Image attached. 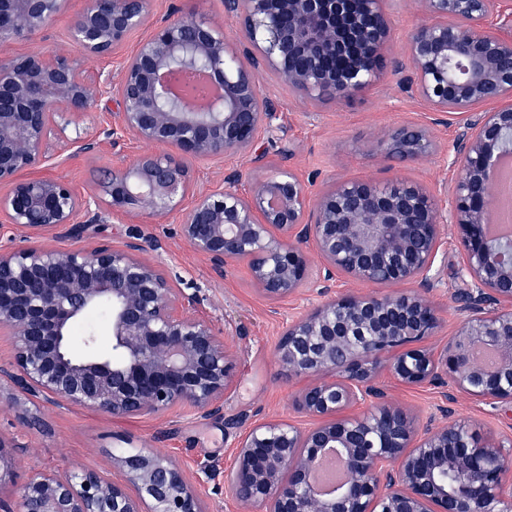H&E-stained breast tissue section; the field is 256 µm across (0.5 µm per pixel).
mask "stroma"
<instances>
[{
  "mask_svg": "<svg viewBox=\"0 0 512 512\" xmlns=\"http://www.w3.org/2000/svg\"><path fill=\"white\" fill-rule=\"evenodd\" d=\"M149 34V28H141L108 54L82 57L85 74H118L125 58ZM258 78L264 94L278 109L271 129L256 147L264 156L263 165L254 164L251 156L243 154L194 162L195 189L221 184L225 174L236 171L240 174L237 187L244 192L256 177L280 168L296 172L314 193L327 183L340 180L383 181L397 177L434 191L451 182L456 129L445 124L432 125V114L426 104L405 93L398 76L385 74L339 105L296 100L267 71H260ZM116 110V105L106 98L82 119L80 127L102 139L92 152H75L68 143L75 135L70 128L63 138L52 139L48 145L52 160L37 168V175L67 179L77 192L86 194L97 189L112 166L152 151V144L131 136L116 147L103 140L102 133L111 128ZM427 125L431 126L437 144L430 158L378 160L375 147L389 129ZM181 219L177 211L160 220L146 215L134 221L105 212L88 223L77 244L116 245L129 235H140L149 257L156 259L171 276L182 279L185 288L197 295V314L212 321L218 333L228 337L237 351L236 388L224 400L223 416L202 421L184 409L175 408L160 416L116 420L102 412L62 408L42 397L28 398L5 379L0 381V438L16 447L14 465L19 479L59 467L108 470L113 455L150 450L179 464L186 478L204 494L210 512H240L226 496L222 477L230 468L239 436L257 422L298 419L296 399L307 381L279 368L275 345L285 321L305 308V297L268 301L252 286L241 264L228 265L223 276H216L209 260L182 238ZM461 266L456 231L443 225L431 291L443 323L437 334L427 340L431 348H440L462 318L457 298L467 288L469 279ZM380 380L419 419H426L443 402V387L403 386L386 371ZM451 409L454 419L469 423L480 434L512 433V427L503 421L491 402L460 393ZM26 410L46 422L47 432H38L24 422L22 413ZM207 465L218 466L220 476L203 479L201 469Z\"/></svg>",
  "mask_w": 512,
  "mask_h": 512,
  "instance_id": "1",
  "label": "stroma"
}]
</instances>
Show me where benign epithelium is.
<instances>
[{
  "label": "benign epithelium",
  "mask_w": 512,
  "mask_h": 512,
  "mask_svg": "<svg viewBox=\"0 0 512 512\" xmlns=\"http://www.w3.org/2000/svg\"><path fill=\"white\" fill-rule=\"evenodd\" d=\"M504 0H418L423 18L408 32L407 61H387L394 22L384 0H224L239 25L199 16L198 0L153 18V0H83L68 45L22 56L7 47L31 39L68 0H0V218L48 245L0 252V333L10 336L15 386L58 406L114 419L183 407L200 420L224 413L235 389L236 353L196 314L197 298L170 278L137 235L120 245H54L78 238L82 213L100 210L157 219L193 190L191 161L249 154L276 118L257 73L267 70L298 99L340 104L380 78L426 103L437 123L460 118L446 212L426 188L399 179L334 182L311 197L288 169L236 188L239 174L195 192L181 235L224 276L246 265L256 290L277 301L306 287L315 242L320 300L286 323L276 344L283 371L309 380L297 399L302 421H263L240 435L226 476L246 512H512V439L482 436L440 416L426 424L379 380L389 370L406 386L440 382L455 393L512 408V233L493 236L488 214L498 161L512 155V11ZM150 36L121 77H85L79 56L122 44L147 21ZM115 93L121 111L106 136L153 151L112 167L86 195L58 177H26L49 163L47 144ZM426 127H397L377 146L384 161L433 152ZM457 230L471 287L463 318L444 347L421 342L440 327L431 297L440 225ZM343 274L360 289L336 294ZM410 282L397 294L367 287ZM107 310L112 354L76 357L74 328ZM368 410L351 415L357 404ZM346 475L332 494L314 474L328 452ZM14 445L0 438V512H207L197 487L172 459L150 451L112 458L124 475L56 469L17 481Z\"/></svg>",
  "instance_id": "1"
}]
</instances>
